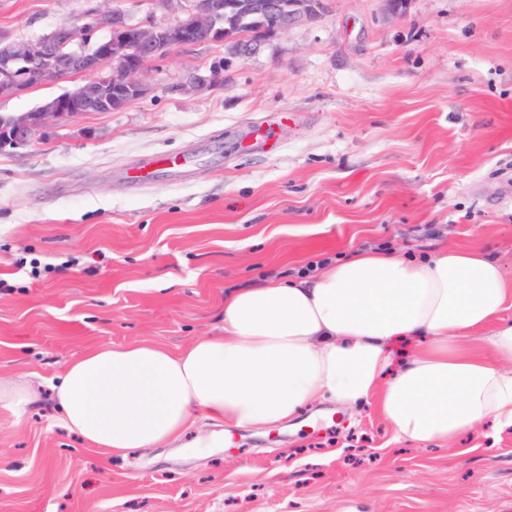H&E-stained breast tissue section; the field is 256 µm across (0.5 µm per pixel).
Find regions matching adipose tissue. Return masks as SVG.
<instances>
[{
	"label": "adipose tissue",
	"mask_w": 512,
	"mask_h": 512,
	"mask_svg": "<svg viewBox=\"0 0 512 512\" xmlns=\"http://www.w3.org/2000/svg\"><path fill=\"white\" fill-rule=\"evenodd\" d=\"M512 283L471 244L415 262L362 250L315 273L224 296L217 333L171 349L95 347L52 379L65 426L88 451L124 458L200 424L272 427L302 407L375 403L397 441L450 446L512 428ZM490 328L487 353L466 341ZM416 342L394 363L392 346Z\"/></svg>",
	"instance_id": "adipose-tissue-1"
}]
</instances>
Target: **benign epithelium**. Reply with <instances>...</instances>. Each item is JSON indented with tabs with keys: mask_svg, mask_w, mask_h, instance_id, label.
Wrapping results in <instances>:
<instances>
[{
	"mask_svg": "<svg viewBox=\"0 0 512 512\" xmlns=\"http://www.w3.org/2000/svg\"><path fill=\"white\" fill-rule=\"evenodd\" d=\"M319 0H161L176 22H134L119 9L93 5L84 24H63L52 35L35 41L0 39V97L54 82L73 73L90 81L53 97L35 109L0 115V146L20 148L31 143L51 121L88 112H115L148 91L150 64L173 48L210 42L231 44L233 54L246 57L272 38L315 16ZM105 28L109 35L93 39Z\"/></svg>",
	"mask_w": 512,
	"mask_h": 512,
	"instance_id": "1",
	"label": "benign epithelium"
}]
</instances>
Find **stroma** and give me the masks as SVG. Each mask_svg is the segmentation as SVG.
Wrapping results in <instances>:
<instances>
[{
	"label": "stroma",
	"mask_w": 512,
	"mask_h": 512,
	"mask_svg": "<svg viewBox=\"0 0 512 512\" xmlns=\"http://www.w3.org/2000/svg\"><path fill=\"white\" fill-rule=\"evenodd\" d=\"M85 7L0 0V35L35 40ZM217 63L223 83L184 88ZM85 80L0 97V113ZM147 84L0 150V376L42 390L23 417L0 410V512H512L511 428L463 437L460 457L395 442L375 406L315 404L111 463L50 390L88 348L181 346L222 325L225 292L383 243L472 241L512 280V0H320L252 56L176 49ZM187 152L190 173L128 177ZM34 258L51 267L37 280Z\"/></svg>",
	"instance_id": "1"
}]
</instances>
